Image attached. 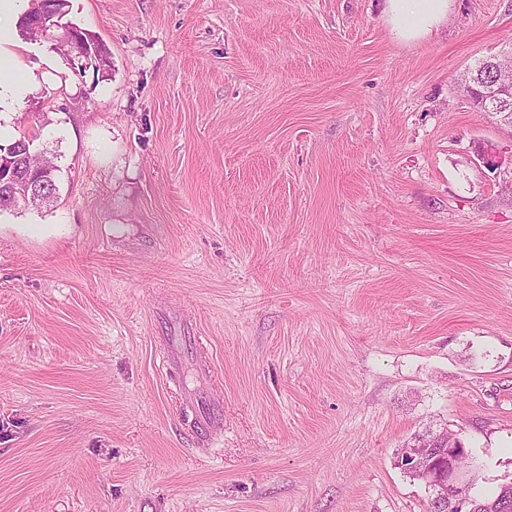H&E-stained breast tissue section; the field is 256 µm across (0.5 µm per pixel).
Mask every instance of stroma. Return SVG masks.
<instances>
[{"label": "stroma", "mask_w": 512, "mask_h": 512, "mask_svg": "<svg viewBox=\"0 0 512 512\" xmlns=\"http://www.w3.org/2000/svg\"><path fill=\"white\" fill-rule=\"evenodd\" d=\"M383 0H69L0 115L61 168L0 214V512H426L395 453L512 481V129L460 84L512 0L401 40ZM203 342L213 448L162 371ZM84 39L86 40L87 44L85 46L80 47L81 51L89 50V53L87 54V58H81L80 65L82 64L83 68V60L85 61L84 65L90 63H94L97 70H100L102 67V70L105 69V67H110V56L107 51L106 46L99 41L94 35L89 34L87 32L83 31ZM99 62L102 64L101 67H99ZM439 433H443V436L445 438L444 447L446 448H440L438 447L442 446L439 444L441 441V436L436 433L433 435L431 431H428L424 437L420 440V444L418 445V449L409 448L411 445H415L418 439L421 437V433H418L414 435V437L406 444L407 448H401L400 452L398 453V464L404 463L408 460H416L418 461L421 457H425L427 454H431V452L435 449H438V452L444 451V453L457 455L456 461L459 463V465L463 468L465 458L467 455H463L462 452H465V448H453L454 445L448 446V438H450L451 441L454 443L457 440H461L457 434L454 433H448V431H439ZM462 441V440H461ZM461 449V450H460ZM448 451V452H447ZM462 451V452H461ZM438 452L431 454L432 459L436 458L439 454ZM442 454V459L445 457V454Z\"/></svg>", "instance_id": "obj_1"}]
</instances>
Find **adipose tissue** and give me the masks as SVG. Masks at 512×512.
<instances>
[{"mask_svg":"<svg viewBox=\"0 0 512 512\" xmlns=\"http://www.w3.org/2000/svg\"><path fill=\"white\" fill-rule=\"evenodd\" d=\"M22 0H0V99L16 96L30 71L15 39ZM384 13L394 36L404 40L434 34L448 15V0H385Z\"/></svg>","mask_w":512,"mask_h":512,"instance_id":"adipose-tissue-1","label":"adipose tissue"}]
</instances>
